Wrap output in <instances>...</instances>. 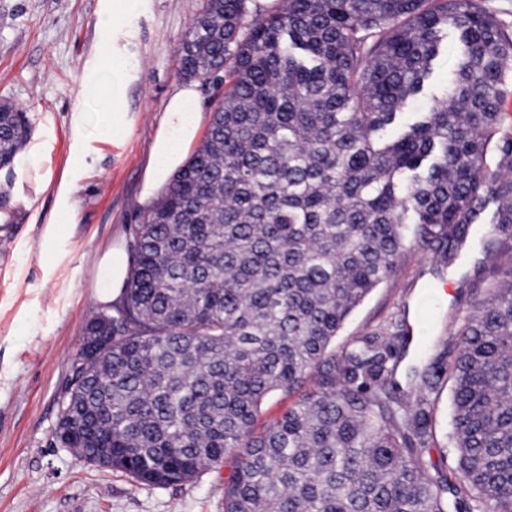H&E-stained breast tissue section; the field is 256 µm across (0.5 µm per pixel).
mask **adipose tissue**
<instances>
[{
  "instance_id": "adipose-tissue-1",
  "label": "adipose tissue",
  "mask_w": 512,
  "mask_h": 512,
  "mask_svg": "<svg viewBox=\"0 0 512 512\" xmlns=\"http://www.w3.org/2000/svg\"><path fill=\"white\" fill-rule=\"evenodd\" d=\"M197 98L193 87L175 86L167 100L165 112L160 120L149 149L147 165L139 202L151 207L158 191L166 186L172 175L180 169L195 143L203 122L202 113L192 111ZM125 85L120 78H113L107 92L100 100L103 117L100 136L113 140L128 130L133 120L125 112ZM89 152L81 137H74L71 146V175L67 183L57 189V210L52 224L46 226L41 250L47 256L43 267L45 279H52L57 262L68 253L67 232L78 217V201L75 197L78 183L88 167Z\"/></svg>"
}]
</instances>
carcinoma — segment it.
I'll return each mask as SVG.
<instances>
[{
  "mask_svg": "<svg viewBox=\"0 0 512 512\" xmlns=\"http://www.w3.org/2000/svg\"><path fill=\"white\" fill-rule=\"evenodd\" d=\"M248 2L206 0L185 35L212 122L132 225L112 354L73 364L60 413L100 416L112 466L152 486L232 457L224 512H512V34L478 0ZM28 135L5 115L0 165ZM487 212L481 254L507 262L456 333L449 473L425 456L439 361L397 380L409 309L331 345L407 238L441 278ZM275 392L300 397L259 430Z\"/></svg>",
  "mask_w": 512,
  "mask_h": 512,
  "instance_id": "carcinoma-1",
  "label": "carcinoma"
}]
</instances>
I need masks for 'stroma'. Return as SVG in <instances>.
Returning <instances> with one entry per match:
<instances>
[{"label":"stroma","instance_id":"1","mask_svg":"<svg viewBox=\"0 0 512 512\" xmlns=\"http://www.w3.org/2000/svg\"><path fill=\"white\" fill-rule=\"evenodd\" d=\"M102 0H0V101L25 112L29 147L39 168L0 169V512H224L229 467L194 481L158 488L81 459L54 431L70 387L86 322L103 309L96 262L137 223L144 167L172 89L180 84L179 48L205 0H140L113 34L99 25ZM111 43L128 77L126 109L135 117L117 141L101 140L94 121L84 135L90 166L78 183L79 217L71 252L52 280L40 233L55 215L56 187L68 170L72 108L85 98V78L101 71L99 48ZM479 254L454 261L444 279L430 275L431 253L408 247L396 272L346 321L331 349L378 329L401 302L425 291L442 295L432 320L436 350L454 345L467 306L490 276ZM430 455L456 466L451 440V386L443 384L434 412Z\"/></svg>","mask_w":512,"mask_h":512}]
</instances>
